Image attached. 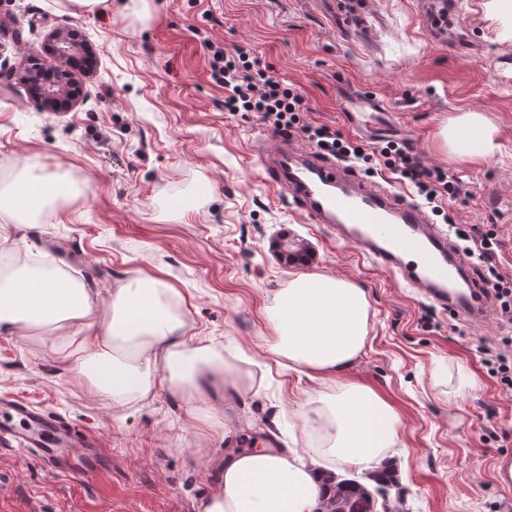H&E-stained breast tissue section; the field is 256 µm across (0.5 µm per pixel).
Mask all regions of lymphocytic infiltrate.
Masks as SVG:
<instances>
[{
	"mask_svg": "<svg viewBox=\"0 0 512 512\" xmlns=\"http://www.w3.org/2000/svg\"><path fill=\"white\" fill-rule=\"evenodd\" d=\"M209 70L211 80L224 88L225 111L259 113L275 132L304 139L320 155L353 164L361 162L371 171L384 166L398 175L414 199L432 210H440L443 200L462 192L460 183L447 171L425 167L407 143L390 141L368 152L335 129L303 123L304 98L300 91L269 77L247 51L228 53L223 47L210 46ZM448 229L462 241L465 256L476 264L478 275L491 288L502 321H511L512 279L503 275L495 261L493 233H485L474 242L456 224H449Z\"/></svg>",
	"mask_w": 512,
	"mask_h": 512,
	"instance_id": "obj_1",
	"label": "lymphocytic infiltrate"
}]
</instances>
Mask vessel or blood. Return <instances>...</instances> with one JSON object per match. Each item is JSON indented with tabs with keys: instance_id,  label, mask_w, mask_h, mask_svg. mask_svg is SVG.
<instances>
[{
	"instance_id": "vessel-or-blood-1",
	"label": "vessel or blood",
	"mask_w": 512,
	"mask_h": 512,
	"mask_svg": "<svg viewBox=\"0 0 512 512\" xmlns=\"http://www.w3.org/2000/svg\"><path fill=\"white\" fill-rule=\"evenodd\" d=\"M429 32L448 30V49L464 58L476 52L459 38L463 24L457 0H442L425 20ZM269 165L275 182L288 191L314 224L336 225L359 253L401 277L407 287L450 316L484 324L493 305L486 284L475 278L448 235L406 197L381 189L338 162L274 147ZM0 446L34 450L49 471L91 474L104 451L87 432L73 428L29 402L0 401Z\"/></svg>"
}]
</instances>
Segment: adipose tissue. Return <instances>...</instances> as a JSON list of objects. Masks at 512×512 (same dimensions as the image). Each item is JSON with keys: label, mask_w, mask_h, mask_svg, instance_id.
<instances>
[{"label": "adipose tissue", "mask_w": 512, "mask_h": 512, "mask_svg": "<svg viewBox=\"0 0 512 512\" xmlns=\"http://www.w3.org/2000/svg\"><path fill=\"white\" fill-rule=\"evenodd\" d=\"M493 128L468 112L449 121L441 136L450 152L468 158L490 155ZM73 194L59 179L26 164L0 187V211L16 224H36ZM180 292L159 277L135 276L115 289L110 319L93 320L94 297L75 282L29 270L0 285V332L25 335L31 325L79 326L80 357L75 372L113 404L142 400L158 387L192 395L191 415L213 417L203 384L208 375L245 382L233 359L191 337ZM369 302L354 284L328 275L302 274L265 310L271 329L265 342L272 356L312 378L337 376L335 393L299 404L303 426L320 432V443L295 448L228 449L217 472V488L199 512H318L327 473L359 467L377 470L398 455L401 420L377 392L344 380L368 334Z\"/></svg>", "instance_id": "obj_1"}]
</instances>
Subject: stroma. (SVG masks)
Returning <instances> with one entry per match:
<instances>
[{
	"instance_id": "obj_1",
	"label": "stroma",
	"mask_w": 512,
	"mask_h": 512,
	"mask_svg": "<svg viewBox=\"0 0 512 512\" xmlns=\"http://www.w3.org/2000/svg\"><path fill=\"white\" fill-rule=\"evenodd\" d=\"M66 0H0V182L25 161L77 184L54 220L22 226L0 215L14 259L51 256L112 309V290L156 274L187 301L190 335L245 350L262 383L224 405V422L191 417L177 394L156 391L116 410L70 370L79 339L35 326L0 333V398H19L96 433L112 464L84 477L47 471L34 452L0 447V512H198L211 491L207 458L229 440L277 438L306 448L301 425L275 411L335 390L332 379L278 369L265 347L263 315L290 279L348 280L369 301L368 340L348 372L401 418L395 463L405 512H512V486L495 466L512 458V394L488 377L480 347H498L497 315L479 327L454 319L363 258L334 226L310 223L272 186L264 157L273 131L258 114L224 110L208 43L243 48L269 76L300 88L304 123L325 124L373 148L407 141L426 166L465 191L445 202L455 223L496 235L495 259L512 276V39L485 0H461L480 54L462 60L431 39L418 0H112L72 17ZM83 28L96 57L70 108L50 111L17 71L44 56L47 38ZM354 112L374 113L353 125ZM480 113L498 147L470 160L440 138L449 120ZM185 202L173 211V202ZM307 249V264L283 260L282 243ZM475 387L459 392L461 378Z\"/></svg>"
}]
</instances>
